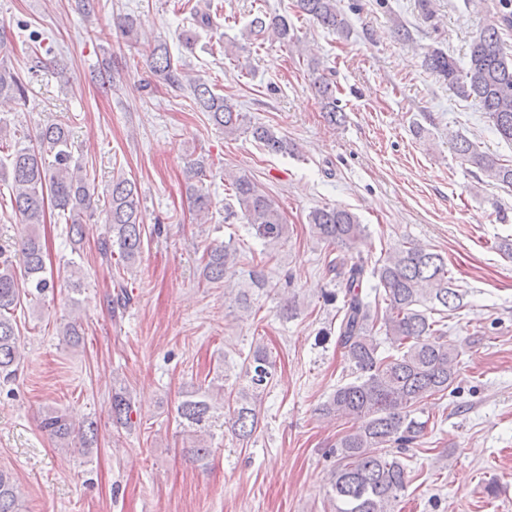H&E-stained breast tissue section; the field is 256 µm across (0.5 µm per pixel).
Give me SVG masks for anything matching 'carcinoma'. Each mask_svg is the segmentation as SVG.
Listing matches in <instances>:
<instances>
[{
  "instance_id": "cac0c4a2",
  "label": "carcinoma",
  "mask_w": 512,
  "mask_h": 512,
  "mask_svg": "<svg viewBox=\"0 0 512 512\" xmlns=\"http://www.w3.org/2000/svg\"><path fill=\"white\" fill-rule=\"evenodd\" d=\"M340 0H295L296 12L335 32L348 30ZM512 29V11L496 9V19L472 38L467 62H459L440 48L424 52L423 66L448 83L463 98L478 100L500 138L512 143V55L505 53L502 32ZM245 37L256 43L294 41L288 16L260 11L245 27ZM148 63L156 82L189 94L196 110L208 115L226 136L248 133L272 153L294 151L287 139L272 128L246 123V115L231 100L214 92L200 77H193L174 60L165 42L155 44ZM314 93L326 118L333 124L343 120L336 97V85L326 74L314 78ZM28 87L17 72L0 61V99L26 101ZM10 136L6 121L0 119V182L7 186L12 211L27 231L18 242L22 265L14 263L12 251L0 247V382L16 378L20 361V331L14 316L25 299H39L55 288L44 275V245L36 226L44 223L47 204L58 210L68 226L72 252L80 253L82 220L91 209L95 181L83 172L73 155V138L66 122H48L34 136L5 145ZM450 148L483 175L512 187V164L479 150L468 139L456 135ZM227 181L236 205L227 208L226 218L240 219L258 239L276 246L287 239L288 224L279 205L247 173H229ZM104 224L106 235L99 244L101 260L112 264L117 255L123 271L131 273L143 252L144 226L137 183L123 175L112 178L108 189ZM192 210L207 216L209 195L197 188L190 194ZM311 235L339 251L347 262L343 316L337 343L344 353L354 381L336 387L320 409V416L355 421L336 441L332 453L336 467L329 477V494L335 512H393L394 504L413 481L403 455L418 444L429 420L416 415L417 405L427 399L440 400L448 394L458 376L461 352L448 348L444 316L462 307L463 295L453 288L444 258L423 246L409 242L373 264L353 257L367 228L351 211L324 205L308 215ZM203 277L209 284L236 274L237 250L214 243L203 254ZM377 281L374 294L363 293L366 281ZM268 280L262 265L242 275V284L231 290L230 301L245 314L252 313L251 294ZM385 336L394 353L381 350L378 335ZM73 348L84 342L80 318L74 317L60 329ZM275 362L267 349L257 345L243 358L244 386L227 390L213 383L199 384L186 393L177 406L184 431L194 438L188 457L205 463L210 447L204 439L209 422L224 416L231 432L247 443L260 426V402L273 379ZM133 403L130 392L112 387V425L132 428ZM41 429L57 448L77 442L91 450L96 441L97 422L77 426L69 416L48 410ZM0 512H24L22 492L13 477L0 471Z\"/></svg>"
}]
</instances>
